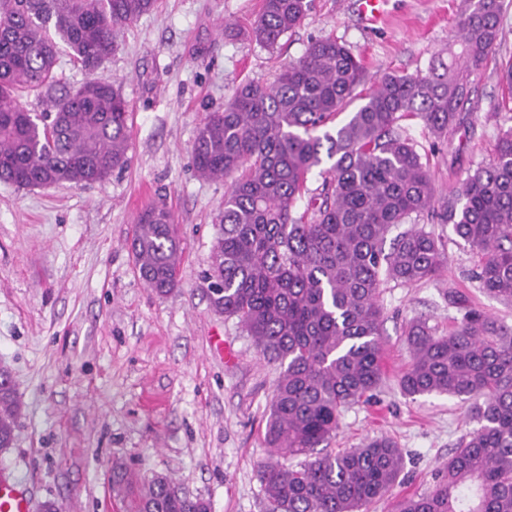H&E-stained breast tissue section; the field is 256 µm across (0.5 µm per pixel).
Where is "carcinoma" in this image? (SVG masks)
<instances>
[{
	"mask_svg": "<svg viewBox=\"0 0 512 512\" xmlns=\"http://www.w3.org/2000/svg\"><path fill=\"white\" fill-rule=\"evenodd\" d=\"M448 49L426 72H385L365 93L362 63L333 37L314 38L270 85L246 82L206 116L193 166L224 181L211 264L213 310L236 318L260 354L279 363L265 440L284 462L258 467L266 498L280 512H365L394 486L402 454L386 436L360 448H324L343 409L372 395L384 371L380 340L383 282L436 278L445 245L413 226L390 251L392 227L435 209L479 256L471 278L512 303V127L493 160L437 198L429 165L400 121L422 120L441 136L469 101L470 76L494 52L504 0H464ZM156 0H0V182L19 188L103 182L127 161L129 104L121 86L95 77L122 30ZM309 0H263L251 30L276 49L308 17ZM66 51L87 78L58 92L54 70ZM46 101L31 112L19 101ZM361 100L348 120L328 124ZM321 187L307 182L323 160ZM308 196L311 214L295 216ZM131 250L140 278L160 295L177 287L182 247L174 215L159 199L137 217ZM439 335L421 320L404 331L410 353L399 378L406 396L448 395L469 403L481 427L463 438L428 492L399 512H512V325L462 307ZM21 401L0 373V451L13 441ZM302 456L292 465L286 460ZM113 490L132 496L130 512H210L202 498L155 475L135 490L124 470Z\"/></svg>",
	"mask_w": 512,
	"mask_h": 512,
	"instance_id": "cac0c4a2",
	"label": "carcinoma"
}]
</instances>
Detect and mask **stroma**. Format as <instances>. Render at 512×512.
Returning a JSON list of instances; mask_svg holds the SVG:
<instances>
[{
	"label": "stroma",
	"mask_w": 512,
	"mask_h": 512,
	"mask_svg": "<svg viewBox=\"0 0 512 512\" xmlns=\"http://www.w3.org/2000/svg\"><path fill=\"white\" fill-rule=\"evenodd\" d=\"M353 2L311 0L307 20L271 51L247 36L262 0H158L124 29L97 72L120 82L130 104L127 164L102 183H0V367L22 402L13 443L0 452V476L35 506L129 512L110 482L122 464L145 479L172 478L212 512H272L257 469L272 459L264 433L280 368L208 301L203 275L224 184L197 175L191 150L209 111L241 83L271 84L310 39L336 38L371 77L423 72L454 38L461 9V0H389L386 22L372 25ZM500 28L496 53L472 75L470 100L447 136L418 119L402 123L438 193L487 164L512 126L501 110L512 6ZM160 197L183 247L179 285L165 296L140 278L131 251L137 215ZM414 223L444 238L447 262L433 280L383 286L384 380L368 402L344 412L329 442L342 451L386 435L402 448L400 481L371 512H395L403 497L428 492L449 452L479 427L460 399L402 394L406 324L422 318L447 334L460 315L459 295L512 325V304L472 282L476 256L440 213Z\"/></svg>",
	"instance_id": "1"
}]
</instances>
